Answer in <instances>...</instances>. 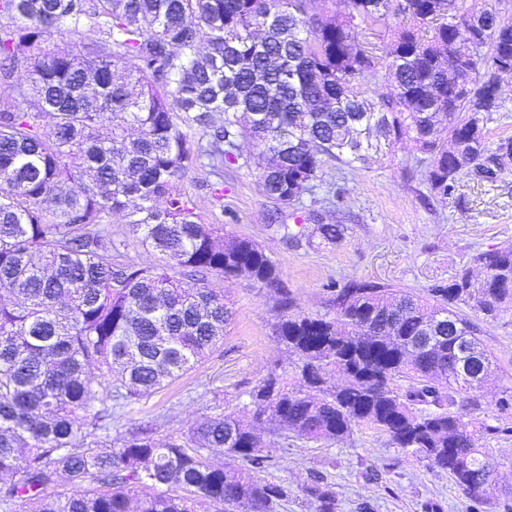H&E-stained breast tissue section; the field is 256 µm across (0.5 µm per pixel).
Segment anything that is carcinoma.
Listing matches in <instances>:
<instances>
[{"label":"carcinoma","instance_id":"cac0c4a2","mask_svg":"<svg viewBox=\"0 0 512 512\" xmlns=\"http://www.w3.org/2000/svg\"><path fill=\"white\" fill-rule=\"evenodd\" d=\"M491 5L467 0H0V512H278L288 486L254 431L344 442L371 424L396 448L448 472L476 510L495 464L476 436L508 428L473 414L492 359L482 320L512 305V246L481 252L414 293L366 280L331 284L327 310L299 311L255 241L207 224L184 188L194 170L224 196V169L254 170L283 208L315 197L323 165L362 163L409 140L430 192L451 198L481 168L512 175V135L487 137L506 111L490 92L512 61V18L481 29ZM398 15L414 28L377 55L359 39ZM63 31L74 45L48 49ZM384 66L395 92L369 108L359 86ZM259 152L242 158L239 140ZM156 255L132 260L112 214ZM321 241L341 224L313 218ZM246 272L276 294L273 333L299 370L274 364L241 409L158 442L153 428L105 451L112 419L183 376L223 342L232 312L210 279ZM222 453L227 469L212 461ZM318 512L336 495L313 473Z\"/></svg>","mask_w":512,"mask_h":512}]
</instances>
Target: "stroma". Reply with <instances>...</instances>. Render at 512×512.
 <instances>
[{"label": "stroma", "mask_w": 512, "mask_h": 512, "mask_svg": "<svg viewBox=\"0 0 512 512\" xmlns=\"http://www.w3.org/2000/svg\"><path fill=\"white\" fill-rule=\"evenodd\" d=\"M412 143L373 155L355 171L336 162L323 168L324 183H344L333 204L318 206L323 222L345 225L333 244L312 239L297 243L283 236L292 209H281L265 193L253 171L241 167L224 174V231L262 246L277 263L303 312H323L328 283L350 279L382 283L415 292L447 280L460 267H481L477 253L512 244V176L495 184L462 182L459 199L427 198L420 170L413 166ZM232 304L233 317L224 343L195 369L128 405L114 421L111 437L151 425L157 438L187 434L204 416L241 407L247 393L274 362L288 354L273 334L277 320L273 295L248 275L214 280ZM481 340L492 353L501 383L512 382V307L483 328ZM280 458L269 478L286 483L288 504L282 512H315L306 492L308 476L323 475L336 492V512H422L426 501L442 512H470V502L446 472L428 468L416 457L390 445L374 426L355 427L347 442L288 443L272 439ZM499 463L486 489V512H505V487L512 486V433L478 438Z\"/></svg>", "instance_id": "35a3bbf8"}]
</instances>
